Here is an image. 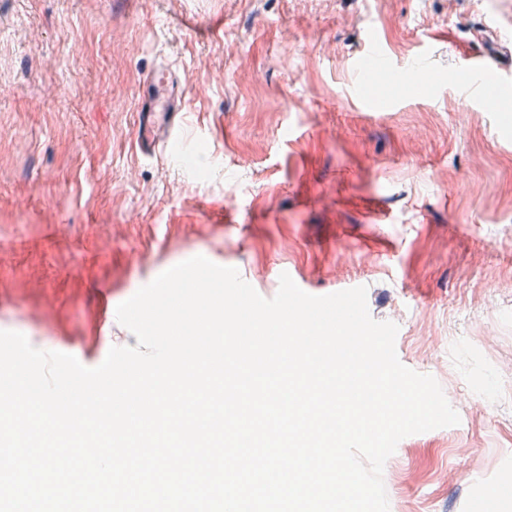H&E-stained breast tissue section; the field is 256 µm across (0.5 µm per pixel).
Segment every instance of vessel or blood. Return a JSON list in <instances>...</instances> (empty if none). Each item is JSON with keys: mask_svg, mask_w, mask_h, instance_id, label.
Returning a JSON list of instances; mask_svg holds the SVG:
<instances>
[{"mask_svg": "<svg viewBox=\"0 0 512 512\" xmlns=\"http://www.w3.org/2000/svg\"><path fill=\"white\" fill-rule=\"evenodd\" d=\"M472 51L463 53L459 67L466 80L461 87L468 102L490 106L489 84L512 85V35L497 20L488 19L470 30ZM406 77L416 87L433 82L434 72L426 58L407 68ZM187 81L168 61L157 62L139 89L138 145L152 156L168 152L179 129L178 118L186 104Z\"/></svg>", "mask_w": 512, "mask_h": 512, "instance_id": "b4317fda", "label": "vessel or blood"}]
</instances>
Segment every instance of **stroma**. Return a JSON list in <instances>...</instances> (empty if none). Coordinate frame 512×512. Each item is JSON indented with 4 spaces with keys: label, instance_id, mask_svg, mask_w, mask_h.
Instances as JSON below:
<instances>
[{
    "label": "stroma",
    "instance_id": "stroma-1",
    "mask_svg": "<svg viewBox=\"0 0 512 512\" xmlns=\"http://www.w3.org/2000/svg\"><path fill=\"white\" fill-rule=\"evenodd\" d=\"M490 15L512 0H0V330L98 366L137 344L117 306L197 255L266 298L284 272L366 287L460 416L400 441L389 512H474L512 486V112L458 95ZM375 48L435 81L368 85ZM161 58L187 75L184 146L147 156ZM406 77L415 88L426 86L433 82L434 71L425 56L420 55V57L406 69Z\"/></svg>",
    "mask_w": 512,
    "mask_h": 512
}]
</instances>
